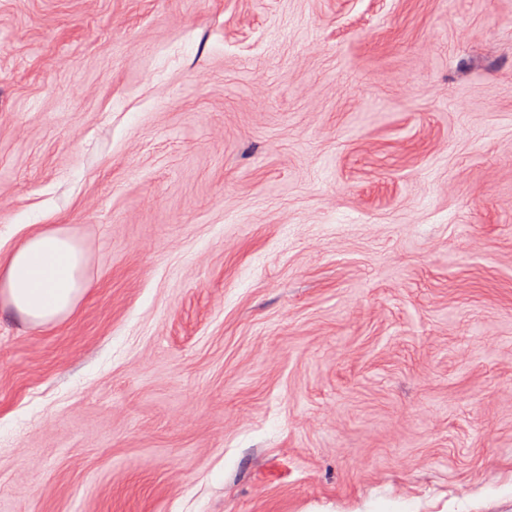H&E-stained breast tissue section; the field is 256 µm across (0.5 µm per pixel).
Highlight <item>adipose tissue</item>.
I'll list each match as a JSON object with an SVG mask.
<instances>
[{"label":"adipose tissue","instance_id":"ef3b65f1","mask_svg":"<svg viewBox=\"0 0 512 512\" xmlns=\"http://www.w3.org/2000/svg\"><path fill=\"white\" fill-rule=\"evenodd\" d=\"M88 262L65 230L34 232L0 261V304L34 327L62 322L91 288Z\"/></svg>","mask_w":512,"mask_h":512}]
</instances>
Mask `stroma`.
Here are the masks:
<instances>
[{
	"label": "stroma",
	"mask_w": 512,
	"mask_h": 512,
	"mask_svg": "<svg viewBox=\"0 0 512 512\" xmlns=\"http://www.w3.org/2000/svg\"><path fill=\"white\" fill-rule=\"evenodd\" d=\"M0 512H512V0H0ZM88 262L65 230L34 232L0 261V304L33 327L62 322L91 288Z\"/></svg>",
	"instance_id": "1"
}]
</instances>
